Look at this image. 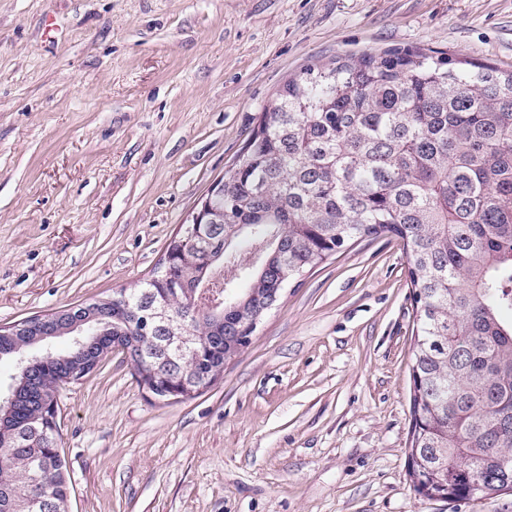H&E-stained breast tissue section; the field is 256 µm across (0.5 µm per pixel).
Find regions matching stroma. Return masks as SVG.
<instances>
[{
  "mask_svg": "<svg viewBox=\"0 0 512 512\" xmlns=\"http://www.w3.org/2000/svg\"><path fill=\"white\" fill-rule=\"evenodd\" d=\"M415 50L512 69V0H0V324L150 279L289 77ZM413 319L384 237L291 281L194 398L112 353L61 398L70 512H512L414 490Z\"/></svg>",
  "mask_w": 512,
  "mask_h": 512,
  "instance_id": "1",
  "label": "stroma"
}]
</instances>
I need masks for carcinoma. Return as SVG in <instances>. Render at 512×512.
<instances>
[{
	"instance_id": "cac0c4a2",
	"label": "carcinoma",
	"mask_w": 512,
	"mask_h": 512,
	"mask_svg": "<svg viewBox=\"0 0 512 512\" xmlns=\"http://www.w3.org/2000/svg\"><path fill=\"white\" fill-rule=\"evenodd\" d=\"M211 223L185 225L153 277L99 299L90 333L21 330L0 340L15 360L13 401L0 411L12 457L0 460V512L51 507L74 493L60 437L44 432L59 380L98 344L125 338L152 374L166 330L152 303L195 353L159 367L165 390L210 378L241 352L233 336L259 322L288 282L365 239L402 240L415 308L410 448L418 478L452 501L475 478L512 481V70L468 69L423 51L365 53L307 68L267 101ZM220 301L175 293L201 288ZM75 336L42 355L51 338ZM230 340L220 350L213 341Z\"/></svg>"
}]
</instances>
